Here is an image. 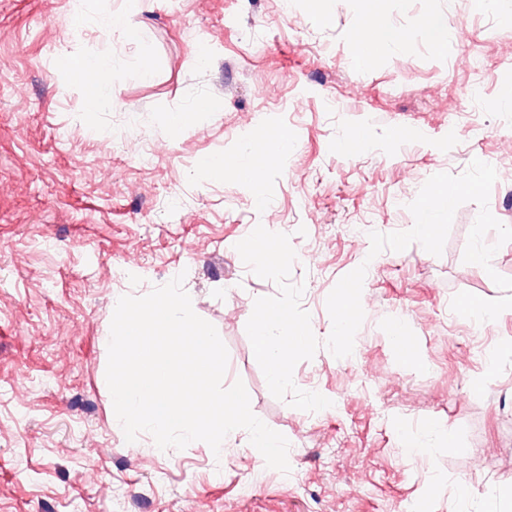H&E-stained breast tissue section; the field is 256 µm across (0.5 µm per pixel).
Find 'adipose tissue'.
I'll return each mask as SVG.
<instances>
[{
  "instance_id": "obj_1",
  "label": "adipose tissue",
  "mask_w": 512,
  "mask_h": 512,
  "mask_svg": "<svg viewBox=\"0 0 512 512\" xmlns=\"http://www.w3.org/2000/svg\"><path fill=\"white\" fill-rule=\"evenodd\" d=\"M68 72L82 87L89 111H97L107 104L112 85L108 57L69 66ZM252 325L255 350L267 361L272 380L287 384L293 355L307 346L306 325L284 306L258 309L252 317Z\"/></svg>"
}]
</instances>
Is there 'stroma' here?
<instances>
[{"label":"stroma","mask_w":512,"mask_h":512,"mask_svg":"<svg viewBox=\"0 0 512 512\" xmlns=\"http://www.w3.org/2000/svg\"><path fill=\"white\" fill-rule=\"evenodd\" d=\"M111 12L142 43L102 25ZM362 13V0H0V512H112L117 494L124 512H512V311L482 325L450 307L501 296L491 276L512 278V242L491 269L464 262L468 202L441 255L369 254L370 231L413 226L430 176L475 159L495 167L489 208L512 226V115L498 109L512 20L477 0H381L402 40L363 61ZM429 14L446 19L443 45ZM469 53L498 79L480 84ZM100 55L112 96L90 112L66 67ZM203 99L220 109L195 111ZM359 128L369 141L348 153ZM266 132L290 147L244 181L236 158ZM205 157L223 178L200 172ZM259 232L288 249L262 278L240 246ZM361 265L365 318L338 359L326 299ZM178 275L228 350L224 385L243 382L288 439L289 473L259 463L244 430L219 464L202 441L126 442L106 383L112 304ZM284 304L309 341L280 385L252 316ZM428 422L449 439L411 449Z\"/></svg>","instance_id":"1"}]
</instances>
